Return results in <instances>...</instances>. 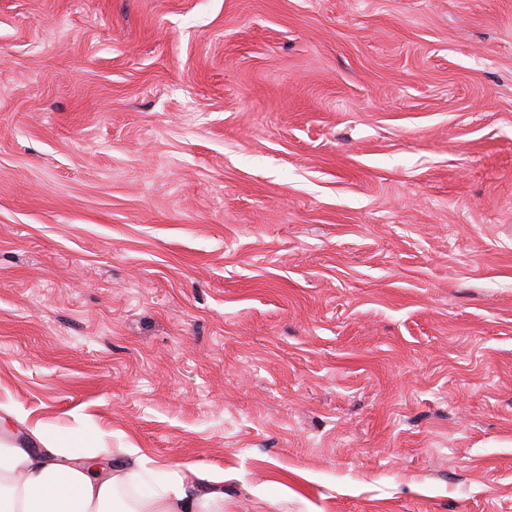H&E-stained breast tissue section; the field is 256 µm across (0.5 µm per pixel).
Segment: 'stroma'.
Here are the masks:
<instances>
[{
	"instance_id": "obj_1",
	"label": "stroma",
	"mask_w": 512,
	"mask_h": 512,
	"mask_svg": "<svg viewBox=\"0 0 512 512\" xmlns=\"http://www.w3.org/2000/svg\"><path fill=\"white\" fill-rule=\"evenodd\" d=\"M0 403L224 512H512V0H0ZM122 512H224V473L177 466L165 482L142 491Z\"/></svg>"
}]
</instances>
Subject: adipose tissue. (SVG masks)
<instances>
[{
  "label": "adipose tissue",
  "mask_w": 512,
  "mask_h": 512,
  "mask_svg": "<svg viewBox=\"0 0 512 512\" xmlns=\"http://www.w3.org/2000/svg\"><path fill=\"white\" fill-rule=\"evenodd\" d=\"M33 437L39 449L0 448V512H112L120 489L143 481L141 472L113 463L111 449L79 454L41 432ZM126 512H224V475L176 467Z\"/></svg>",
  "instance_id": "adipose-tissue-1"
}]
</instances>
